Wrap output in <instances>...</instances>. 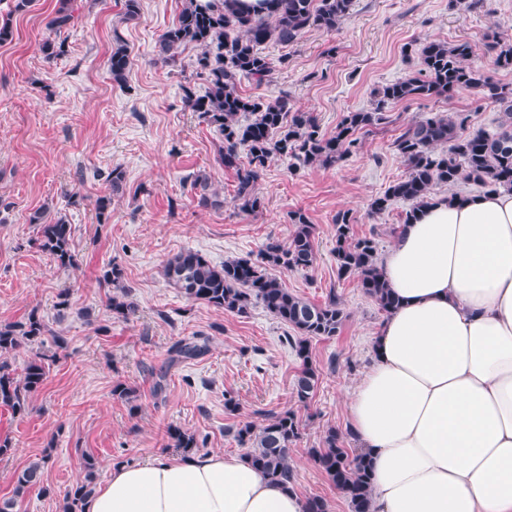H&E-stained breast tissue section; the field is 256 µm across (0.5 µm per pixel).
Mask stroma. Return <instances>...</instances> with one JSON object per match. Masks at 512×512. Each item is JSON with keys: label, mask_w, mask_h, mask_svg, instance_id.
<instances>
[{"label": "stroma", "mask_w": 512, "mask_h": 512, "mask_svg": "<svg viewBox=\"0 0 512 512\" xmlns=\"http://www.w3.org/2000/svg\"><path fill=\"white\" fill-rule=\"evenodd\" d=\"M184 2L141 0L138 17L127 20L122 0H74L78 21L57 32L49 26L57 0H33L16 14L0 0V20L9 19L13 31L0 43V324L34 310L66 339L61 348L45 341L42 351L53 361L27 411L0 406V439L11 443L0 457V498L11 496L15 472L45 461L42 487L20 498L17 512H62L66 491L83 477L82 455L96 458V481L104 483L113 465L180 457L167 436L173 424L204 439V451L243 457L248 449L234 430L285 409L303 425L290 453L295 491L324 499L329 512H349L308 451L326 431L346 432L347 397L372 363V334L385 314L356 279L338 278L333 219L351 211L355 237L375 238L385 252L408 204L397 200L374 214L370 203L407 171L393 147L402 127L425 112L468 111L472 129L487 132L500 121L497 106H475L466 93L390 105L388 123L360 133L359 150L334 166L272 158L258 183L262 210L242 212L233 203L235 174L218 160L222 135L184 103L185 89L208 91L199 48H179L171 65L156 61L157 43ZM492 27L512 39V0H483L472 12L451 0H354L336 31L313 29L293 45L263 44V54L278 63L271 82L243 78L238 87L262 99L288 94L329 135L343 113L372 109L376 89L412 75L415 50L428 39L469 42L473 65L512 84V71L496 69L484 51ZM48 41L60 55L46 58ZM119 42L130 60L121 85L108 67ZM116 167L126 174V189L113 196L106 176ZM201 175L221 206L198 205L191 184ZM105 195L112 213L101 223L95 202ZM44 205L72 226V267H58L39 246L30 217ZM296 210L314 226L317 262L307 271L277 270V277L314 303L336 291L348 313L336 337L312 342L322 375L305 405L292 394L299 361L287 326L258 305L239 317L190 301L163 275L165 262L183 250L219 266L256 257L270 241L287 243ZM114 265L137 306L126 320L113 316V290L100 281ZM63 292L69 308L62 315ZM182 340L207 350L170 362V348ZM119 382L136 388L135 403L113 398ZM228 394L239 403L237 414L224 409Z\"/></svg>", "instance_id": "1"}]
</instances>
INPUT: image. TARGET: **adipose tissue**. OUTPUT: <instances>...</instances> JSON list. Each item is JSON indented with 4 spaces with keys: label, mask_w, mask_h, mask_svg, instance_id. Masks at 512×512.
<instances>
[{
    "label": "adipose tissue",
    "mask_w": 512,
    "mask_h": 512,
    "mask_svg": "<svg viewBox=\"0 0 512 512\" xmlns=\"http://www.w3.org/2000/svg\"><path fill=\"white\" fill-rule=\"evenodd\" d=\"M399 299L347 398L372 512H512V193L433 199L379 260ZM84 512H305L218 452L114 467Z\"/></svg>",
    "instance_id": "adipose-tissue-1"
}]
</instances>
